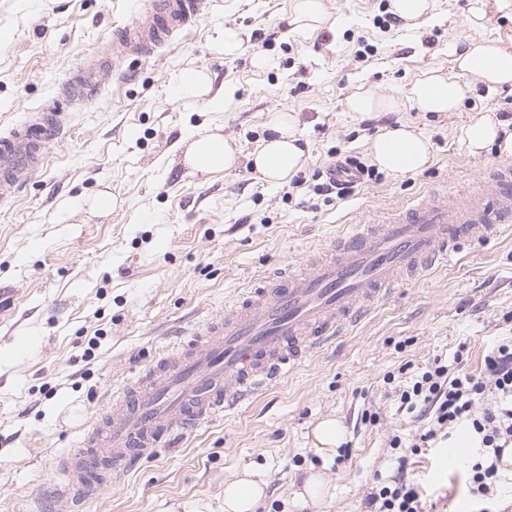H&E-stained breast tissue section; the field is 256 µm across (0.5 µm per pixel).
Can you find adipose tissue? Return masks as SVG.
I'll return each mask as SVG.
<instances>
[{"label": "adipose tissue", "mask_w": 512, "mask_h": 512, "mask_svg": "<svg viewBox=\"0 0 512 512\" xmlns=\"http://www.w3.org/2000/svg\"><path fill=\"white\" fill-rule=\"evenodd\" d=\"M456 72L448 76L432 70L417 79L409 90V100L421 112L456 111L471 90L472 81L488 87L512 86V51L492 41L468 43L455 59ZM271 134L262 139L253 153V168L258 177L270 183L289 181L300 172L306 155L301 145L298 119L288 112L276 113ZM461 140L474 154L489 145H498L504 154H512V132L495 117L486 116L461 130ZM375 165L395 175L415 173L426 168L431 159V145L421 134L402 124L378 134L370 144ZM190 168L207 175L235 167L234 148L217 132L193 136L185 155ZM266 480L255 471L224 486V512H256L265 496Z\"/></svg>", "instance_id": "ef3b65f1"}]
</instances>
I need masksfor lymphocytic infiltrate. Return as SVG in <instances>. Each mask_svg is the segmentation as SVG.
Returning a JSON list of instances; mask_svg holds the SVG:
<instances>
[{
  "mask_svg": "<svg viewBox=\"0 0 512 512\" xmlns=\"http://www.w3.org/2000/svg\"><path fill=\"white\" fill-rule=\"evenodd\" d=\"M395 396L399 411L421 423L423 431L414 443L391 437L396 473L369 493V512H421L419 486L409 474L408 457L419 448L437 447L462 425L480 440L479 455L468 466L470 493L481 505L479 512H495L501 483L498 461L502 449L512 446V340L494 346L477 374L434 358L410 372Z\"/></svg>",
  "mask_w": 512,
  "mask_h": 512,
  "instance_id": "f902f5d3",
  "label": "lymphocytic infiltrate"
}]
</instances>
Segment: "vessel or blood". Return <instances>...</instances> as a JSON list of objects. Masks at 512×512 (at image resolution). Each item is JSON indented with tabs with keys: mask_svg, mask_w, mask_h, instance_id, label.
<instances>
[{
	"mask_svg": "<svg viewBox=\"0 0 512 512\" xmlns=\"http://www.w3.org/2000/svg\"><path fill=\"white\" fill-rule=\"evenodd\" d=\"M203 0H146L132 22L103 51L113 69L130 56L150 58L194 28ZM79 98L100 85L86 73L69 80ZM65 128L53 104L0 131V203L17 196L47 144ZM512 225V164L504 162L459 195L409 205L379 224H360L310 252L303 268L285 265L265 277L224 315L194 327L187 341L156 359L113 398L79 448L62 455L64 478L55 500L81 512L105 476L120 479L136 460L155 455L174 430L191 429L253 398L294 369L313 349L333 340L385 299L403 278L448 261L459 243L488 226Z\"/></svg>",
	"mask_w": 512,
	"mask_h": 512,
	"instance_id": "obj_1",
	"label": "vessel or blood"
}]
</instances>
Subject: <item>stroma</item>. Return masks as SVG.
I'll return each mask as SVG.
<instances>
[{"label":"stroma","instance_id":"35a3bbf8","mask_svg":"<svg viewBox=\"0 0 512 512\" xmlns=\"http://www.w3.org/2000/svg\"><path fill=\"white\" fill-rule=\"evenodd\" d=\"M137 2L0 0V128L56 98L73 69L102 83L19 197L0 204V284L15 292L0 320V512H28L55 479V458L76 448L113 393L262 276L301 265L350 226L466 188L504 160L494 145L470 154L459 135L489 114L511 125L512 88L473 83L447 113L417 111L408 90L428 70L451 73L469 41L512 50V0H489L478 27L468 21L473 0H434L416 31L384 27L388 0H323L327 20L312 30L293 27L295 0H207L197 26L116 72L98 49L132 21ZM228 30L242 44L232 58L219 47ZM186 69L209 75L223 107L177 98ZM364 89L393 100L394 111H349V96ZM279 111L298 116L309 153L298 188L261 180L249 161ZM401 123L429 139L427 168L377 171L343 201L313 194L316 173L341 156L370 163L372 139ZM216 126L238 163L204 177L185 165L183 138ZM103 192L116 201L107 212L65 207ZM510 338L512 232L495 230L403 280L252 403L175 435L83 512H223L225 480L246 469L268 481L256 512H362L396 469L389 439L420 433L386 376L459 352L478 373L491 346ZM366 410L376 421L362 422ZM328 417L344 429L346 459L317 449L313 428ZM448 455L424 448L409 458L423 512H476L465 468ZM312 468L331 485L316 505L297 496Z\"/></svg>","mask_w":512,"mask_h":512}]
</instances>
